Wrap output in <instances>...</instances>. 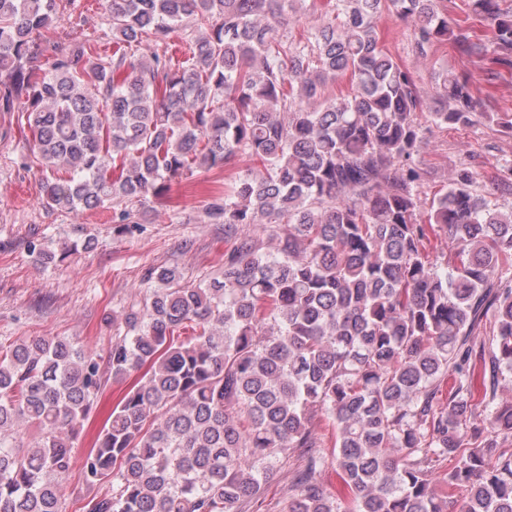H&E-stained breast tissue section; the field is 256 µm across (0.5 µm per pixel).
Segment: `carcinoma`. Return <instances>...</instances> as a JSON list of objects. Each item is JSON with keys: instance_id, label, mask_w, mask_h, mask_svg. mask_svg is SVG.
<instances>
[{"instance_id": "cac0c4a2", "label": "carcinoma", "mask_w": 512, "mask_h": 512, "mask_svg": "<svg viewBox=\"0 0 512 512\" xmlns=\"http://www.w3.org/2000/svg\"><path fill=\"white\" fill-rule=\"evenodd\" d=\"M296 2L106 0L101 57L42 38L55 0H0V111L26 118L45 206L110 203L114 223L134 224L176 178L246 156L257 168L207 214L280 240L270 253L237 239L223 276L194 287L151 271L158 287L128 303L104 365L58 336L0 344V512H67L73 440L108 379L131 376L83 467L87 488L109 490L82 512H261L294 453L283 512H512V400L499 395L512 385V212L467 165L423 202L425 100L378 25L386 12L411 23L422 56L451 43L491 85L512 67V12L468 0L478 34L440 0H311L317 25L297 39ZM344 77L352 95L328 93ZM434 80L435 124L512 131L469 74ZM491 179L512 186V161ZM441 236L445 274L428 251ZM478 366L487 416L474 427ZM318 416L332 421L327 451Z\"/></svg>"}]
</instances>
